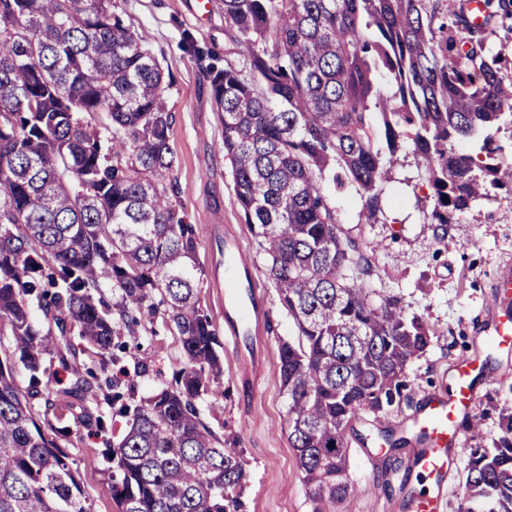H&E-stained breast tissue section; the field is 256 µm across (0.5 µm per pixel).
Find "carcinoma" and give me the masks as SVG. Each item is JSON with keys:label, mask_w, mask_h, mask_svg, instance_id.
Segmentation results:
<instances>
[{"label": "carcinoma", "mask_w": 512, "mask_h": 512, "mask_svg": "<svg viewBox=\"0 0 512 512\" xmlns=\"http://www.w3.org/2000/svg\"><path fill=\"white\" fill-rule=\"evenodd\" d=\"M230 46L205 73L245 223L297 338L281 345L289 445L313 512L350 502L354 422L377 437L433 329L368 287L357 249L323 190L356 193L376 224L405 140L445 226L512 183L491 130L512 115V82L484 46L439 17L438 0H221ZM387 73L391 94L375 73ZM165 73L112 0H0V512H93L60 440L125 419L112 470L119 512H241V452L197 401L224 359L199 305L196 242L172 201L176 156ZM381 139H376L373 121ZM479 137V152L456 142ZM112 290L114 301L101 298ZM163 315L182 367L137 398L124 337ZM99 357L76 364L73 337ZM28 384L21 388L17 368ZM67 382L52 380L59 371ZM44 400L45 411L33 410ZM490 448H467L459 512H512V413Z\"/></svg>", "instance_id": "obj_1"}]
</instances>
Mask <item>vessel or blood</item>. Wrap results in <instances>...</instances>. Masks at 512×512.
Listing matches in <instances>:
<instances>
[{"label":"vessel or blood","mask_w":512,"mask_h":512,"mask_svg":"<svg viewBox=\"0 0 512 512\" xmlns=\"http://www.w3.org/2000/svg\"><path fill=\"white\" fill-rule=\"evenodd\" d=\"M224 281V339L247 374L256 365L255 336L267 310L255 289L254 264L239 242L231 238L224 241ZM481 372L475 359H458L454 392L444 399H427L414 422L416 431L428 437L420 462L422 470L441 477L455 466L456 459L449 454L448 445L456 439L472 408V380Z\"/></svg>","instance_id":"b4317fda"}]
</instances>
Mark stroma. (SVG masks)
<instances>
[{"label":"stroma","instance_id":"stroma-1","mask_svg":"<svg viewBox=\"0 0 512 512\" xmlns=\"http://www.w3.org/2000/svg\"><path fill=\"white\" fill-rule=\"evenodd\" d=\"M189 2L112 0L170 75L165 97L173 113L170 145L178 157L174 199L186 223L194 227L203 310L216 332H223L228 232L252 258L257 291L266 298L268 323L259 333L266 363L256 382V400L244 396L239 364L228 352L216 391L198 408L220 440L236 441L241 450L246 473L243 512H312L309 490L288 443L287 397L277 366L280 344L295 338L296 328L279 303L267 277L266 258L237 203L224 162V127L195 55L200 49L224 60V14L220 0H208L207 11L196 15ZM433 195L427 171L410 153L401 155L384 185L380 223H358L360 199L355 194L330 193L344 227L370 262L367 285L401 298L409 313L434 330L427 350L407 368L408 387L389 423L397 432L410 433L425 398L447 394L455 361L474 356L487 363L494 379L478 387L472 417L480 436L463 437L462 445L488 447L501 435L503 414L512 411V355L494 350L481 335L494 304L493 283L499 272L512 267V188L491 189L489 198L456 216L444 230L430 221ZM442 233L447 236L443 245L438 242ZM141 360L149 370L135 383L139 397L145 398L171 383L180 367V344L162 317H155L138 342L130 343L123 363L131 367ZM105 446V437L87 431L64 444L95 512H118ZM384 455L378 443H352L348 477L357 495L349 512H405L401 486L408 468H384Z\"/></svg>","mask_w":512,"mask_h":512}]
</instances>
